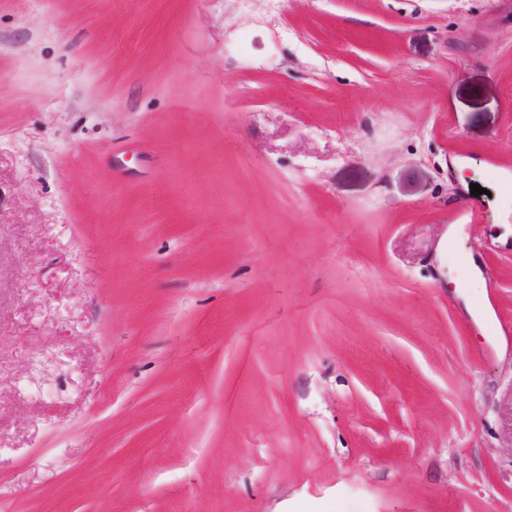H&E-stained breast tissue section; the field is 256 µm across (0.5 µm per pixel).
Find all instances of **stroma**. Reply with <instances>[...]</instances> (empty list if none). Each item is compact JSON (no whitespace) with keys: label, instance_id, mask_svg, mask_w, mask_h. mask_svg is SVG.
Here are the masks:
<instances>
[{"label":"stroma","instance_id":"obj_1","mask_svg":"<svg viewBox=\"0 0 512 512\" xmlns=\"http://www.w3.org/2000/svg\"><path fill=\"white\" fill-rule=\"evenodd\" d=\"M266 11L0 0V512H512V0Z\"/></svg>","mask_w":512,"mask_h":512}]
</instances>
